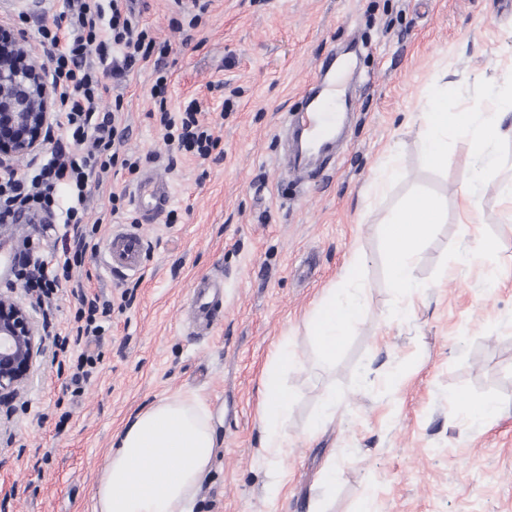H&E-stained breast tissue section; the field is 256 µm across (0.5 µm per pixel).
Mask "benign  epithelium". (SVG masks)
Segmentation results:
<instances>
[{"label":"benign epithelium","mask_w":512,"mask_h":512,"mask_svg":"<svg viewBox=\"0 0 512 512\" xmlns=\"http://www.w3.org/2000/svg\"><path fill=\"white\" fill-rule=\"evenodd\" d=\"M53 104L52 88L26 41L0 25V167L43 146ZM46 342L27 306L0 301V403L26 384Z\"/></svg>","instance_id":"obj_1"}]
</instances>
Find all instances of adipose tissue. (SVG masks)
Instances as JSON below:
<instances>
[{
    "instance_id": "ef3b65f1",
    "label": "adipose tissue",
    "mask_w": 512,
    "mask_h": 512,
    "mask_svg": "<svg viewBox=\"0 0 512 512\" xmlns=\"http://www.w3.org/2000/svg\"><path fill=\"white\" fill-rule=\"evenodd\" d=\"M494 108L461 112L439 89H432L418 115L425 160L445 162L449 131L467 136L483 164L495 160V147L504 135L503 121L512 112V91L488 86ZM441 221L438 203L427 196L408 198L380 226L393 286L405 297L419 288L414 275L416 257ZM364 310L361 294H329L316 304L309 327L322 357L335 356L348 328ZM292 363L287 348H279L263 379L261 419L267 430L266 448L283 455L288 441L285 425L287 389L282 372ZM217 446L215 431L203 407L192 398L171 397L139 411L112 441V454L101 471L93 494V512H193L196 495L207 477Z\"/></svg>"
}]
</instances>
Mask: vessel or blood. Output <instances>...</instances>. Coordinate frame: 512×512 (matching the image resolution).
I'll use <instances>...</instances> for the list:
<instances>
[{"label":"vessel or blood","instance_id":"1","mask_svg":"<svg viewBox=\"0 0 512 512\" xmlns=\"http://www.w3.org/2000/svg\"><path fill=\"white\" fill-rule=\"evenodd\" d=\"M339 54H330L321 64L319 75L305 91L298 109L286 113L283 125L287 128L293 147L283 156L280 168L287 177L298 178L308 172L325 168L345 130L335 112L324 111L323 106L336 101V68ZM173 201L170 184L153 173L140 175L132 188V202L144 224L155 223L166 213ZM146 254V241L132 227L113 228L100 262L108 271L140 273ZM224 307V285L213 278L193 282L186 318L200 335H207Z\"/></svg>","mask_w":512,"mask_h":512}]
</instances>
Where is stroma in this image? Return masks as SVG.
<instances>
[{
    "mask_svg": "<svg viewBox=\"0 0 512 512\" xmlns=\"http://www.w3.org/2000/svg\"><path fill=\"white\" fill-rule=\"evenodd\" d=\"M66 0H0V25L45 64L38 19L64 21ZM135 11L169 53L105 77L104 105L122 98L123 154L169 181L174 201L142 228L150 251L142 276H105L87 256L46 296L17 282L10 299L32 306L49 334L67 330L79 293L111 300L112 315L90 345L99 360L81 393L48 345L26 387L0 407V512H92L96 476L113 434L141 409L174 395L209 411L219 446L195 512H512V137L497 165L478 164L469 140L448 134V160L424 159L416 119L435 76L448 101L484 103L474 78L512 89V0H135ZM201 24L188 30L187 21ZM355 37L356 104L348 144L328 177L305 193L277 172L284 112L319 60ZM167 79L171 107L197 100L219 144L207 161L168 145L151 119L152 88ZM395 154L398 175L370 195L373 170ZM136 177L113 167L86 202L105 245L114 226L135 224L130 200L111 204ZM474 186L477 219L459 191ZM439 200L446 220L421 250L423 292L404 299L385 271L378 229L411 194ZM15 244L57 259L61 224H11ZM498 251L478 248L480 238ZM361 263L366 310L345 345L325 359L308 317L343 271ZM224 281V316L207 337L183 322L194 279ZM294 363L288 456L270 457L259 417L272 351ZM336 410L314 437L305 430L327 392ZM489 400L496 415L472 422L461 399ZM279 479V492L270 482Z\"/></svg>",
    "mask_w": 512,
    "mask_h": 512,
    "instance_id": "35a3bbf8",
    "label": "stroma"
}]
</instances>
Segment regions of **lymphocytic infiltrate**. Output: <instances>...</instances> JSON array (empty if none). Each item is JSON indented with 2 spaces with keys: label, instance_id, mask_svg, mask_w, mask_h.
<instances>
[{
  "label": "lymphocytic infiltrate",
  "instance_id": "lymphocytic-infiltrate-1",
  "mask_svg": "<svg viewBox=\"0 0 512 512\" xmlns=\"http://www.w3.org/2000/svg\"><path fill=\"white\" fill-rule=\"evenodd\" d=\"M67 8L65 24L41 26L39 34L56 95L55 122L70 132L74 146L56 149L27 171H12L0 179L1 224L57 213L74 230L76 246L63 251L56 270L45 269L37 256H29L23 277L30 288L50 287L59 277L69 276L72 267L81 265L87 252L96 250L94 233L84 225L90 179L117 165L131 172L139 167L137 159L119 154L116 120L121 102L107 110L100 107L104 75L124 76L136 64L168 52L167 45L158 44L141 25L133 0H67ZM153 96L157 103L153 117L167 142L196 158L208 159L218 140L200 122L196 103H189L181 112L170 111L161 78L153 87ZM111 314V302L96 296L82 298L70 335L61 342L62 353L76 358L73 382L87 379L94 365L93 356L81 351L83 339L98 335L102 321Z\"/></svg>",
  "mask_w": 512,
  "mask_h": 512
}]
</instances>
